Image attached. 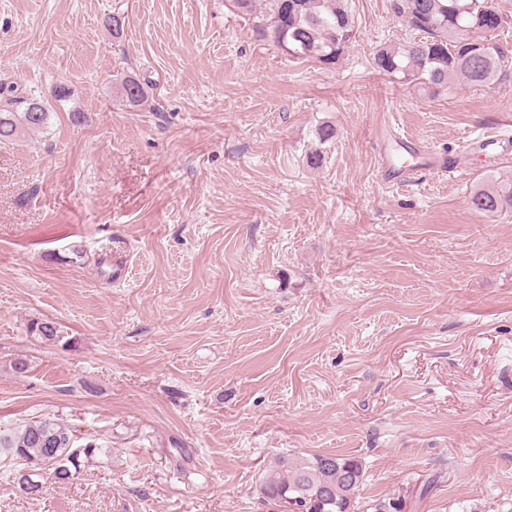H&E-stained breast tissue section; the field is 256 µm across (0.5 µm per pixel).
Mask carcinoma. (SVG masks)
Instances as JSON below:
<instances>
[{"mask_svg": "<svg viewBox=\"0 0 512 512\" xmlns=\"http://www.w3.org/2000/svg\"><path fill=\"white\" fill-rule=\"evenodd\" d=\"M233 7L252 18L260 37L289 57L334 65L356 39L355 23L347 0H232ZM495 7L494 0H392L394 16L409 31L403 42L375 50L373 66L404 82L420 81L429 88H445L462 79L477 87L512 80V50L495 40L494 32L482 29L481 11ZM122 97L129 105L145 98L140 80L129 77L122 84ZM13 98L0 105V141L22 131L39 130L50 119L51 104L29 102L15 112ZM336 139V126L325 122L316 129L318 147L306 156L308 166L318 168L324 160L321 146ZM472 209L485 216L512 211V176L496 178L476 187ZM32 334L45 342L59 339L53 321L34 322ZM103 448L88 443L74 446L67 425L51 419H36L16 430H0V455L18 461L13 481L22 471L34 480L41 471L55 473L59 484L79 472L81 460L92 459ZM362 467L341 455L317 454L310 458L282 455L274 473L264 482V494L283 502L295 512H361L358 508Z\"/></svg>", "mask_w": 512, "mask_h": 512, "instance_id": "carcinoma-1", "label": "carcinoma"}]
</instances>
